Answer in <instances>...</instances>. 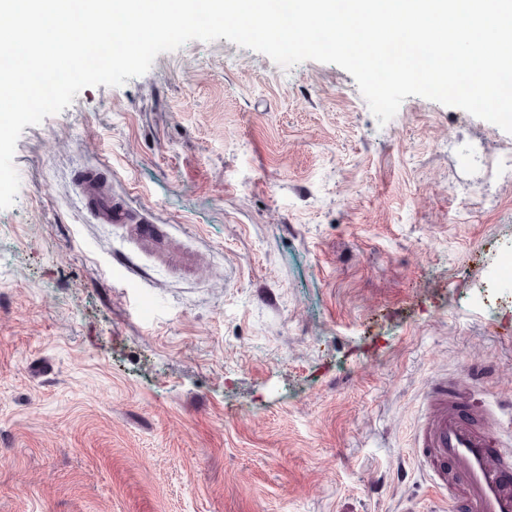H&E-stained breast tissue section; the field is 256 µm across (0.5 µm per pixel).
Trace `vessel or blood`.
I'll list each match as a JSON object with an SVG mask.
<instances>
[{
	"label": "vessel or blood",
	"instance_id": "1",
	"mask_svg": "<svg viewBox=\"0 0 512 512\" xmlns=\"http://www.w3.org/2000/svg\"><path fill=\"white\" fill-rule=\"evenodd\" d=\"M75 184L95 223L130 225L142 244H156L152 220L113 195L101 170H79ZM425 407L414 453L447 512H512V448L503 445L498 413L476 403L459 378L445 375L430 382Z\"/></svg>",
	"mask_w": 512,
	"mask_h": 512
}]
</instances>
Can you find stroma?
Listing matches in <instances>:
<instances>
[{"instance_id": "stroma-1", "label": "stroma", "mask_w": 512, "mask_h": 512, "mask_svg": "<svg viewBox=\"0 0 512 512\" xmlns=\"http://www.w3.org/2000/svg\"><path fill=\"white\" fill-rule=\"evenodd\" d=\"M512 134L227 39L25 126L0 210V512H436V376L512 401ZM158 225L141 250L73 180ZM75 184L96 224H129L142 244L157 243L153 221L144 214H136L124 197L113 196L108 177L100 169L79 170Z\"/></svg>"}]
</instances>
